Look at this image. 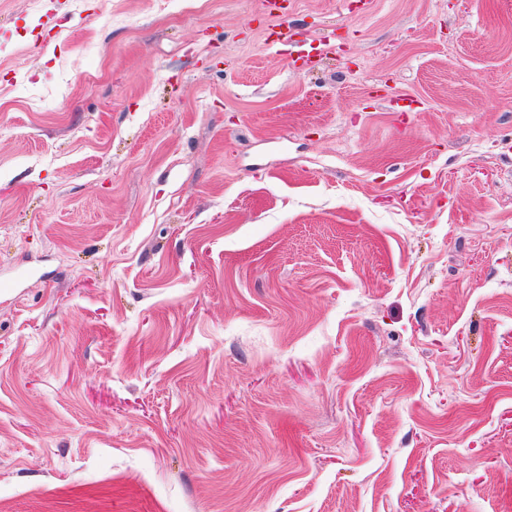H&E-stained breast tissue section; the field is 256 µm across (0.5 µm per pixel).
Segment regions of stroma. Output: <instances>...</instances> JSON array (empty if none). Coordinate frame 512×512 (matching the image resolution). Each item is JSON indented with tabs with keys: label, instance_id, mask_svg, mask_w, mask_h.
<instances>
[{
	"label": "stroma",
	"instance_id": "1",
	"mask_svg": "<svg viewBox=\"0 0 512 512\" xmlns=\"http://www.w3.org/2000/svg\"><path fill=\"white\" fill-rule=\"evenodd\" d=\"M0 512H512V0H0Z\"/></svg>",
	"mask_w": 512,
	"mask_h": 512
}]
</instances>
